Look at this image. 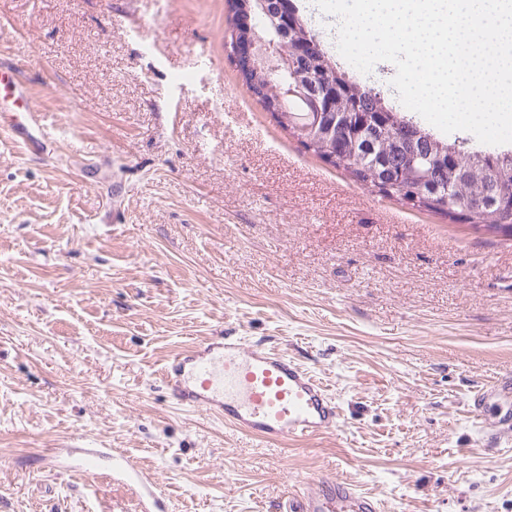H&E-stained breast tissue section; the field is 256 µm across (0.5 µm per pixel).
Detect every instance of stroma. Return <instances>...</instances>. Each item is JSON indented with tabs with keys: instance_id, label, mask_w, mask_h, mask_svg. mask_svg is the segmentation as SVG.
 <instances>
[{
	"instance_id": "1",
	"label": "stroma",
	"mask_w": 512,
	"mask_h": 512,
	"mask_svg": "<svg viewBox=\"0 0 512 512\" xmlns=\"http://www.w3.org/2000/svg\"><path fill=\"white\" fill-rule=\"evenodd\" d=\"M342 71L401 103L393 63ZM227 0H0L43 146L0 136V512H139L129 487L45 471L117 448L168 512H280L332 474L382 512H512V237L380 197L305 152L224 50ZM281 351L340 435L265 447L167 396L214 337Z\"/></svg>"
}]
</instances>
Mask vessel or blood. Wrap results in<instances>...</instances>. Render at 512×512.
Listing matches in <instances>:
<instances>
[{
    "instance_id": "obj_1",
    "label": "vessel or blood",
    "mask_w": 512,
    "mask_h": 512,
    "mask_svg": "<svg viewBox=\"0 0 512 512\" xmlns=\"http://www.w3.org/2000/svg\"><path fill=\"white\" fill-rule=\"evenodd\" d=\"M0 89L20 111H33L20 83L1 70ZM162 380L179 405L203 411L266 446L341 428L339 404L309 370L282 352L245 345L237 336L213 337L174 354ZM106 460L113 471L138 487L143 512H162L154 478L127 454L84 448L73 457L69 470L90 476ZM282 512H381V508L351 481L327 475L318 489L289 497Z\"/></svg>"
}]
</instances>
